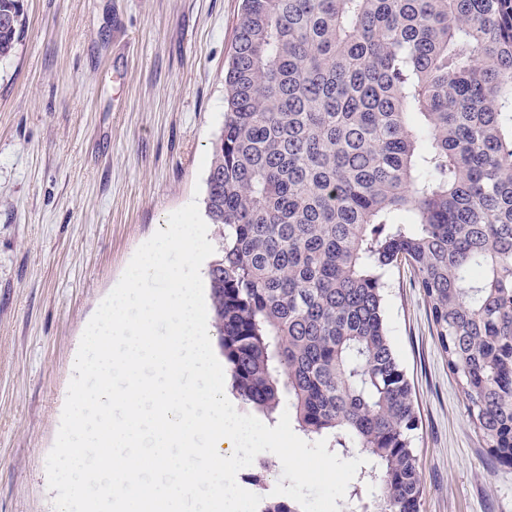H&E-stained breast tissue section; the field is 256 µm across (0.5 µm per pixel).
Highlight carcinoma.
Instances as JSON below:
<instances>
[{
    "label": "carcinoma",
    "mask_w": 512,
    "mask_h": 512,
    "mask_svg": "<svg viewBox=\"0 0 512 512\" xmlns=\"http://www.w3.org/2000/svg\"><path fill=\"white\" fill-rule=\"evenodd\" d=\"M23 0H0V62ZM206 213L246 404L367 460L341 512H420L383 270L417 274L476 434L512 463V0H242ZM259 512H302L263 495Z\"/></svg>",
    "instance_id": "carcinoma-1"
}]
</instances>
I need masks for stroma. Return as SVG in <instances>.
I'll list each match as a JSON object with an SVG mask.
<instances>
[{"label":"stroma","mask_w":512,"mask_h":512,"mask_svg":"<svg viewBox=\"0 0 512 512\" xmlns=\"http://www.w3.org/2000/svg\"><path fill=\"white\" fill-rule=\"evenodd\" d=\"M241 0H25L0 64V512H53L83 331L137 248L205 183ZM384 316L415 393L421 512H512L408 266Z\"/></svg>","instance_id":"obj_1"}]
</instances>
